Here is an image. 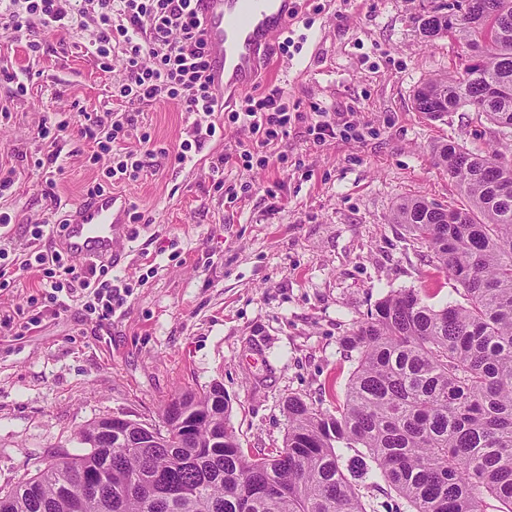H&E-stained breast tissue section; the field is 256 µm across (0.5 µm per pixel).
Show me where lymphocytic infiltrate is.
<instances>
[{
  "instance_id": "f902f5d3",
  "label": "lymphocytic infiltrate",
  "mask_w": 512,
  "mask_h": 512,
  "mask_svg": "<svg viewBox=\"0 0 512 512\" xmlns=\"http://www.w3.org/2000/svg\"><path fill=\"white\" fill-rule=\"evenodd\" d=\"M195 0H83L74 7L72 0H10L0 9V32L16 34L27 28L30 16H38L49 31L68 28L75 16L90 15L97 35L88 50L96 56L103 71L112 68L113 56H120L125 78L115 96L129 105L156 100L175 102L187 112L206 116L207 124L196 125L193 140L181 142L171 153L173 164L181 165L200 152L216 134L211 116L215 101L207 83L206 45ZM229 124L246 129L248 136L237 141L233 152L221 156V164L252 166L255 155L274 149L290 129L306 122L314 142L346 138L353 123L341 114L325 112L312 105L310 113L294 111L284 89L275 82L244 97L238 108L226 112ZM133 123L108 122L102 115L86 117L78 134L93 140L98 154L112 151L129 138ZM53 225L38 224L32 230L41 246L33 258L22 261V268H36L47 287L49 303L65 306L67 300L82 298L87 315L107 318L124 306L128 288L113 283L107 268L82 267L70 263L68 255L44 246L52 236Z\"/></svg>"
}]
</instances>
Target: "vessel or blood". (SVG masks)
<instances>
[{"label":"vessel or blood","mask_w":512,"mask_h":512,"mask_svg":"<svg viewBox=\"0 0 512 512\" xmlns=\"http://www.w3.org/2000/svg\"><path fill=\"white\" fill-rule=\"evenodd\" d=\"M209 60L207 76L218 105L252 91L272 76L270 48L294 19L293 0H196ZM57 245L86 265H118L130 239V199L104 192L65 215Z\"/></svg>","instance_id":"obj_1"}]
</instances>
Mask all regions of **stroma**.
I'll return each mask as SVG.
<instances>
[{
    "mask_svg": "<svg viewBox=\"0 0 512 512\" xmlns=\"http://www.w3.org/2000/svg\"><path fill=\"white\" fill-rule=\"evenodd\" d=\"M288 31L276 79L301 111L317 103L353 112L358 138L313 144L299 124L279 143L288 165L243 171L218 159L242 133L211 117L218 131L193 160L161 155L186 139L195 121L177 104L138 106L152 137L126 148L146 172L118 184L146 224L133 225L123 265L129 283L112 318L89 319L81 301L66 309L41 304L35 271H20L31 250L29 227L51 224L86 198L111 157L90 162L93 144L71 131L41 140L42 126L80 113L126 109L112 98L124 79L120 60L101 71L86 48L92 27L0 34V70L27 80L26 96L0 81V265L15 273L0 291V487L33 477L60 453L79 454L86 424L119 416L159 421L172 396L218 383L241 448H278L287 432L286 399L325 408L342 404L355 362L342 345L376 301L413 289L428 303L463 302L461 284L429 250L391 221L394 204L422 196L448 207L466 199L437 165L435 149L452 140L467 149L497 147L499 137L468 108L432 119L417 112L414 90L459 66L465 52L451 39L425 42L415 18L422 0H313ZM42 42L31 54L27 42ZM58 153L56 163L35 158ZM250 182L251 193L227 203L224 185Z\"/></svg>",
    "mask_w": 512,
    "mask_h": 512,
    "instance_id": "35a3bbf8",
    "label": "stroma"
}]
</instances>
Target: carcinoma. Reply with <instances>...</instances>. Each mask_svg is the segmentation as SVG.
Segmentation results:
<instances>
[{"instance_id":"carcinoma-1","label":"carcinoma","mask_w":512,"mask_h":512,"mask_svg":"<svg viewBox=\"0 0 512 512\" xmlns=\"http://www.w3.org/2000/svg\"><path fill=\"white\" fill-rule=\"evenodd\" d=\"M428 42L467 49L461 68L421 83L416 108L436 119L469 107L512 133V0H430L416 17ZM467 205L423 197L396 205L405 225L464 289L437 308L420 292L381 298L344 337L356 353L345 400L322 410L285 402L280 448L249 454L228 423L224 388L174 396L161 419L197 417L112 445L109 418L5 491L0 512H367L357 480L375 464L412 512H512V160L453 142L436 149ZM340 448H358L343 465Z\"/></svg>"}]
</instances>
